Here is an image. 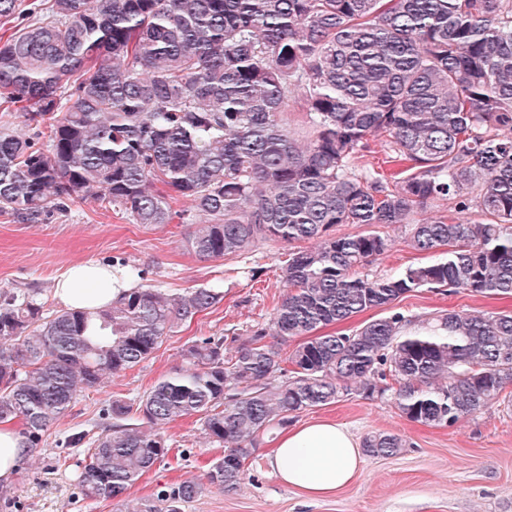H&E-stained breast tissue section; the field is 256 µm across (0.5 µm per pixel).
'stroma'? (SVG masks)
Wrapping results in <instances>:
<instances>
[{
  "label": "stroma",
  "mask_w": 512,
  "mask_h": 512,
  "mask_svg": "<svg viewBox=\"0 0 512 512\" xmlns=\"http://www.w3.org/2000/svg\"><path fill=\"white\" fill-rule=\"evenodd\" d=\"M191 222L157 226L131 223L111 204L93 198L68 201L66 210L43 223L21 224L0 215V292L26 295L46 313L60 310L53 290L71 265L124 261L143 269L149 285L175 292L221 282L224 299L170 333L145 362L80 393L70 409L28 451L9 485L0 486V512H115L112 501L85 496L76 485L84 451L67 447L79 431L97 434L108 424L113 398H135L183 366L182 353L201 336H247L268 324L286 294L281 273L287 244L260 241L246 255L204 260L188 246ZM397 310L428 319L455 309L474 315L512 311V298L448 293L422 288L401 297ZM332 421L355 442L368 435L394 433L405 446L390 457L362 455L353 481L335 494L310 498L282 484L268 465L281 430L257 450L248 478L232 492L206 485L184 512H512V407L496 403L452 427L415 423L402 417L390 395L345 391L335 403L297 415L295 425ZM178 456L175 466L157 464L131 490L147 498L159 485L204 482L208 461L222 448L204 438L198 417L171 424Z\"/></svg>",
  "instance_id": "35a3bbf8"
}]
</instances>
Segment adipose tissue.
<instances>
[{"instance_id": "adipose-tissue-1", "label": "adipose tissue", "mask_w": 512, "mask_h": 512, "mask_svg": "<svg viewBox=\"0 0 512 512\" xmlns=\"http://www.w3.org/2000/svg\"><path fill=\"white\" fill-rule=\"evenodd\" d=\"M111 269L92 262L70 266L56 281L55 295L69 309L111 304L121 290ZM276 477L320 498L348 485L358 473L361 457L350 433L333 422H313L289 429L269 460Z\"/></svg>"}]
</instances>
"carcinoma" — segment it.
Returning <instances> with one entry per match:
<instances>
[{
	"instance_id": "obj_1",
	"label": "carcinoma",
	"mask_w": 512,
	"mask_h": 512,
	"mask_svg": "<svg viewBox=\"0 0 512 512\" xmlns=\"http://www.w3.org/2000/svg\"><path fill=\"white\" fill-rule=\"evenodd\" d=\"M21 2L0 0V22L23 18L0 38V101L18 120L0 127V214L35 224L89 196L170 224L186 219L171 201L190 197L200 258L291 245L270 326L231 337L230 354L222 336L192 341L178 372L112 399L101 434L69 437L87 449L86 495L182 512L202 484L159 491L161 510L130 490L168 458V426L195 415L224 448L207 481L232 491L265 435L352 385L432 426L512 404V311L415 327L394 310L420 288L512 296V0ZM292 101L309 116L300 135L284 120ZM380 135L389 172L363 162ZM395 232L432 260L362 274ZM223 300L217 284L139 283L108 307L47 315L1 292L0 422L38 447L78 393ZM370 310L389 315L313 335ZM363 447L392 456L404 441Z\"/></svg>"
}]
</instances>
